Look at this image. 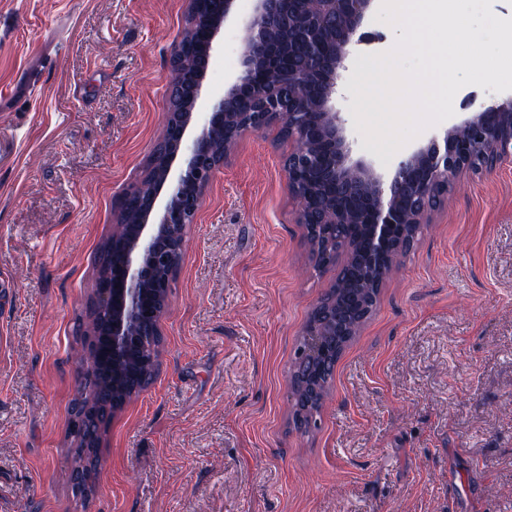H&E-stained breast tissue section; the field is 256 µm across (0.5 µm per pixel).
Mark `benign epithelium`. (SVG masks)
I'll list each match as a JSON object with an SVG mask.
<instances>
[{"label": "benign epithelium", "instance_id": "1", "mask_svg": "<svg viewBox=\"0 0 512 512\" xmlns=\"http://www.w3.org/2000/svg\"><path fill=\"white\" fill-rule=\"evenodd\" d=\"M376 0H250L246 13L238 12L236 0L218 2L217 20H203L197 38L207 58L219 51L218 34L224 25L242 32L244 51L239 71L225 82L224 96L215 101L201 119L183 114L174 129L171 154L151 177L150 199L132 234L112 238L118 260L108 274L112 287L99 288L92 304L110 319V331L93 341L98 356L117 367L137 362L154 349L144 330L160 328L164 313L157 300L169 297L171 276L162 269L166 238L188 223L186 196L200 203L221 162L208 152L212 131L230 125L235 138L225 145L230 151L235 140L247 132H261L273 125L292 129L294 147L284 171L289 193L298 203L300 224L312 223L324 240L340 232L361 231L369 243L364 266L368 277L381 289L377 259L382 257L402 224H427L432 212L413 202L428 199L438 189H451L471 167L456 154L455 139L470 135L471 154L499 161L512 155V95L502 101L482 104L441 135L403 157L390 178L377 174L368 164L351 159L345 135V120L334 107L342 73L356 43V36ZM334 25L336 38L326 44L319 31ZM303 42L307 63L295 82L306 86L317 81L320 95L315 111L320 148L316 160L297 173L292 165L309 152L307 114L292 101L277 97L276 87L263 78L265 69L276 64L286 47ZM310 180L322 184L323 194L313 206L303 185ZM307 344L298 357L311 364L330 360L332 353L322 338L319 324L309 321L304 330Z\"/></svg>", "mask_w": 512, "mask_h": 512}]
</instances>
